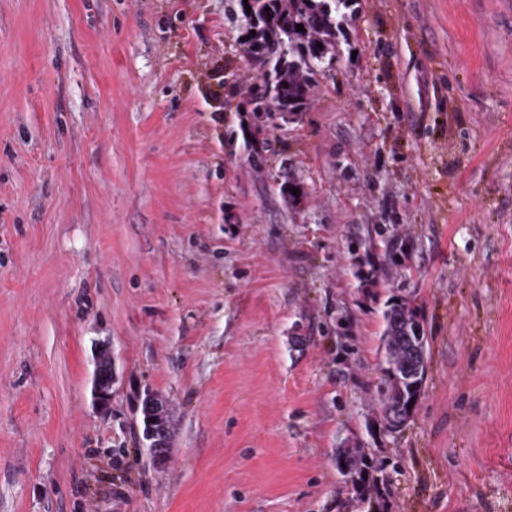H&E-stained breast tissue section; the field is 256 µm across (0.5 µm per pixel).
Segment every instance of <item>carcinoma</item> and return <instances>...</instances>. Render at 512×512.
<instances>
[{"label":"carcinoma","mask_w":512,"mask_h":512,"mask_svg":"<svg viewBox=\"0 0 512 512\" xmlns=\"http://www.w3.org/2000/svg\"><path fill=\"white\" fill-rule=\"evenodd\" d=\"M232 2V13L244 21L239 45L258 69V82L247 93L249 112L258 121L303 111L318 76L346 39L347 10L353 0H248L249 13L243 0ZM298 24L304 30H297ZM279 193L294 205L302 198L303 187L299 181L286 179L279 185ZM382 317V378L377 400L384 427L396 431L411 420L421 398L429 341L408 298H388ZM336 464L360 497H368L371 487L380 492L378 478L370 477L371 463L364 449H344Z\"/></svg>","instance_id":"obj_1"}]
</instances>
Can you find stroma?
<instances>
[{"mask_svg": "<svg viewBox=\"0 0 512 512\" xmlns=\"http://www.w3.org/2000/svg\"><path fill=\"white\" fill-rule=\"evenodd\" d=\"M230 6L0 0V512H364L355 447L376 512H512V0H355L259 164ZM376 226L394 252L359 248ZM394 294L430 344L400 432ZM382 317L383 377L377 387V400L384 427L396 431L411 420L421 398L429 341L408 298L396 295L388 298ZM410 400L413 404L408 407ZM113 381L112 355L101 349L95 356L93 371L94 398L101 407H107L111 401ZM336 464L345 481L352 485L362 499L370 498L368 492L371 483L376 494L380 493L378 478L372 477L370 482L369 469L372 466L363 448H345L339 454ZM342 464H345V467H342Z\"/></svg>", "mask_w": 512, "mask_h": 512, "instance_id": "1", "label": "stroma"}]
</instances>
